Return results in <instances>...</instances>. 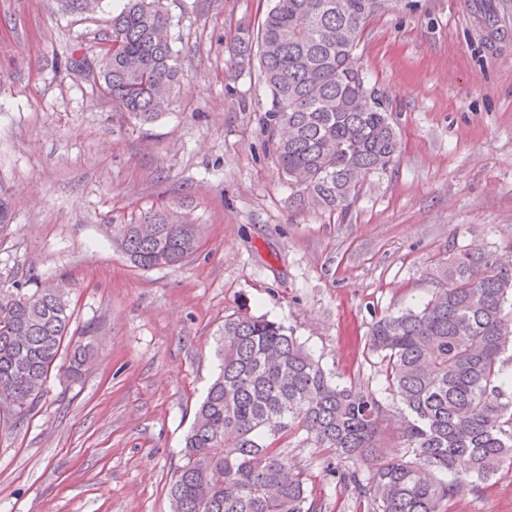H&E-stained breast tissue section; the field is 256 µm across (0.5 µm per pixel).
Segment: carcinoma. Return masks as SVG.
Instances as JSON below:
<instances>
[{
  "mask_svg": "<svg viewBox=\"0 0 512 512\" xmlns=\"http://www.w3.org/2000/svg\"><path fill=\"white\" fill-rule=\"evenodd\" d=\"M387 0H273L236 29L235 61L257 58L266 90L258 123L268 153L303 207L344 212L364 179L387 171L400 149L391 112L356 50ZM164 0H125L112 13V54L75 67L120 111L149 123L168 107L181 68L168 39ZM105 233L135 268L176 267L199 248V224L155 213ZM442 287L419 310L379 317L369 336L384 403L369 389L333 381L285 326L247 312L224 319L219 373L198 406L172 476L171 512H324L306 473L288 457L303 434L340 462L374 461L364 473L333 469L363 512H449L467 488L512 466V264L459 249L436 270ZM67 289L0 288V409L25 419L43 396L69 333ZM92 339L72 350L67 373L82 377ZM397 425L400 456L381 444Z\"/></svg>",
  "mask_w": 512,
  "mask_h": 512,
  "instance_id": "cac0c4a2",
  "label": "carcinoma"
}]
</instances>
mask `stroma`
<instances>
[{
    "instance_id": "35a3bbf8",
    "label": "stroma",
    "mask_w": 512,
    "mask_h": 512,
    "mask_svg": "<svg viewBox=\"0 0 512 512\" xmlns=\"http://www.w3.org/2000/svg\"><path fill=\"white\" fill-rule=\"evenodd\" d=\"M468 2L399 0L370 20L356 55L401 151L340 214L292 207L263 150L258 73L226 66L230 33L269 0H167L184 78L144 126L72 66L96 57L120 0L80 16L0 0V287L67 284L72 335L97 340L81 381L57 363L28 419L0 413V512H170L225 316L279 322L335 379L374 390L373 322L426 302L452 250L512 251V45L492 48L512 18L490 30ZM158 210L204 241L180 266L132 268L101 231ZM288 455L334 512H357L331 453L293 437ZM462 502L512 512V468Z\"/></svg>"
}]
</instances>
